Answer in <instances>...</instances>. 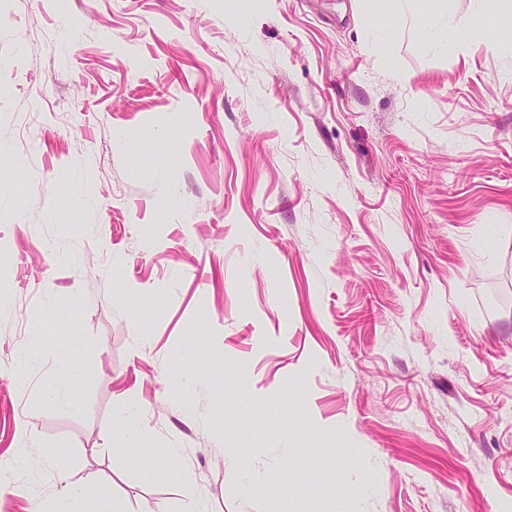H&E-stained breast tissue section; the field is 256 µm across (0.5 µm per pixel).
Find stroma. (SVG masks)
<instances>
[{
    "instance_id": "stroma-1",
    "label": "stroma",
    "mask_w": 512,
    "mask_h": 512,
    "mask_svg": "<svg viewBox=\"0 0 512 512\" xmlns=\"http://www.w3.org/2000/svg\"><path fill=\"white\" fill-rule=\"evenodd\" d=\"M510 30L499 0H0V460L36 438L0 512H512ZM84 348L83 341L78 336H69L65 345L66 357L61 360L56 379L48 388L49 399L58 407L77 411L78 405L71 397L72 388L79 383L81 373L68 365V358L81 352ZM98 502L110 504L106 490H97L89 494L83 489H72L50 500H42L37 512H117L114 508L107 511L94 510Z\"/></svg>"
}]
</instances>
